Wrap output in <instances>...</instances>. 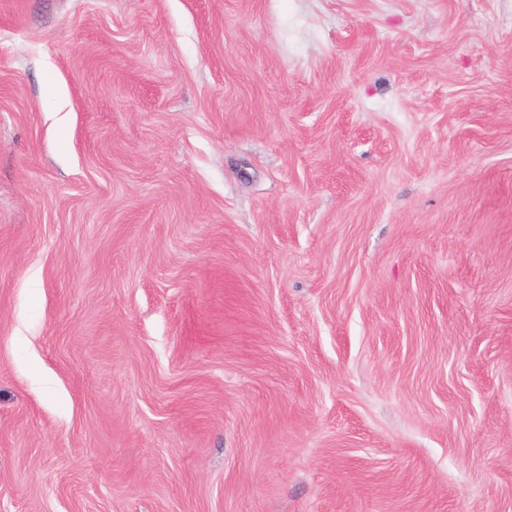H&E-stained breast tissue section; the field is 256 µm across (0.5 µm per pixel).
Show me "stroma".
Returning a JSON list of instances; mask_svg holds the SVG:
<instances>
[{
    "instance_id": "35a3bbf8",
    "label": "stroma",
    "mask_w": 512,
    "mask_h": 512,
    "mask_svg": "<svg viewBox=\"0 0 512 512\" xmlns=\"http://www.w3.org/2000/svg\"><path fill=\"white\" fill-rule=\"evenodd\" d=\"M0 512H512V0H0Z\"/></svg>"
}]
</instances>
